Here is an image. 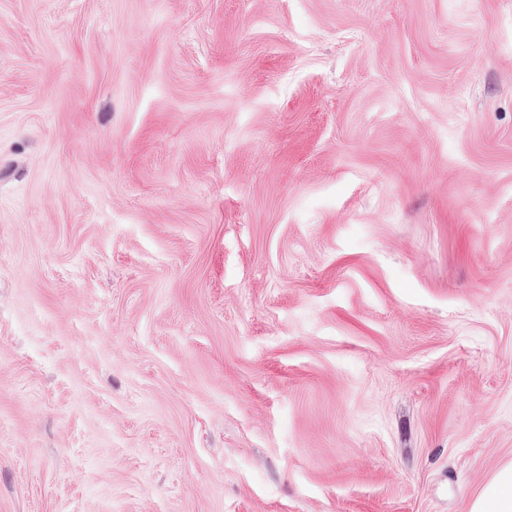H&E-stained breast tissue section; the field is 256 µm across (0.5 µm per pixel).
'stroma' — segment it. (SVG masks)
<instances>
[{
	"instance_id": "35a3bbf8",
	"label": "stroma",
	"mask_w": 512,
	"mask_h": 512,
	"mask_svg": "<svg viewBox=\"0 0 512 512\" xmlns=\"http://www.w3.org/2000/svg\"><path fill=\"white\" fill-rule=\"evenodd\" d=\"M510 462L512 0H0V512Z\"/></svg>"
}]
</instances>
